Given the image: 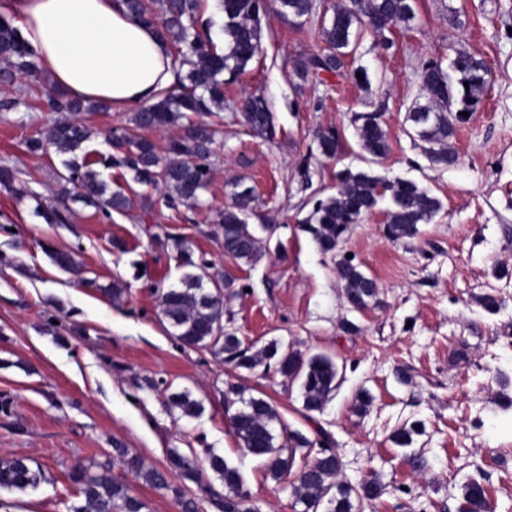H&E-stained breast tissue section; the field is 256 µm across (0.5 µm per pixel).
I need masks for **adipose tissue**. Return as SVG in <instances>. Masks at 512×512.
I'll list each match as a JSON object with an SVG mask.
<instances>
[{
  "mask_svg": "<svg viewBox=\"0 0 512 512\" xmlns=\"http://www.w3.org/2000/svg\"><path fill=\"white\" fill-rule=\"evenodd\" d=\"M52 85L120 110L154 101L174 80L169 44L122 0H6Z\"/></svg>",
  "mask_w": 512,
  "mask_h": 512,
  "instance_id": "ef3b65f1",
  "label": "adipose tissue"
}]
</instances>
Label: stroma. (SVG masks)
Wrapping results in <instances>:
<instances>
[{
    "label": "stroma",
    "instance_id": "obj_1",
    "mask_svg": "<svg viewBox=\"0 0 512 512\" xmlns=\"http://www.w3.org/2000/svg\"><path fill=\"white\" fill-rule=\"evenodd\" d=\"M317 3L316 19L303 26L270 14L259 54L225 85L213 174L195 210L169 209L163 187L138 184L135 192L153 202L149 218L137 209L107 218L75 203L68 223H46L40 208L62 199L65 157L52 147L29 152L27 142L46 137L56 115L34 95L27 106L0 109V164L16 167L27 188L22 197L0 188V455L27 456L45 476L24 493L1 490L0 512H71L80 499L68 472L118 446L159 469L173 448L220 454L238 467L261 512H295L290 482L273 481L232 433L224 401L231 382L273 400L291 429L327 431L343 462L341 481L377 476L385 492L363 512H456L472 478L487 486L493 512H512V384L499 381L512 380V0H415V20L388 32L389 49L363 30L341 72L301 86L294 62L323 49L320 24L337 0ZM461 47L486 61L490 84L457 130L455 163L437 165L405 116L421 93L423 64H450ZM359 69L368 77L362 85L351 76ZM251 92L267 99L274 138L243 124L239 103ZM366 112L379 113L388 134L390 151L377 161L358 144L354 116ZM131 117L80 115L93 130L80 153L98 162L111 191L130 175L100 160L112 152V129L130 127ZM327 128L344 144L335 158L317 149L315 134ZM348 167L415 181L442 203L411 239H388L379 209L353 227L342 251L379 289L363 311L344 297L336 256L302 230ZM238 179L276 226L268 255L253 267L225 254L216 222ZM158 225L191 238L195 256L234 278L228 306L244 342L278 339L336 360L342 382L315 421L303 418L298 387L281 376L234 369L175 339L156 291L179 286L187 268L153 244L148 230ZM50 247L76 252L82 275L53 265ZM115 282L126 290L118 303L103 292ZM487 294L503 299L498 313L482 307ZM347 321L355 331L344 330ZM184 390L202 403L196 417L168 407L169 395ZM363 390L372 402L362 412ZM412 422L421 434L409 447L395 445L393 431ZM416 455L423 469L412 467Z\"/></svg>",
    "mask_w": 512,
    "mask_h": 512
}]
</instances>
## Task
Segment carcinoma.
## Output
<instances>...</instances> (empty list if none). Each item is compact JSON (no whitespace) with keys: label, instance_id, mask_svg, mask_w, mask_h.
<instances>
[{"label":"carcinoma","instance_id":"obj_1","mask_svg":"<svg viewBox=\"0 0 512 512\" xmlns=\"http://www.w3.org/2000/svg\"><path fill=\"white\" fill-rule=\"evenodd\" d=\"M224 14V51L214 46L209 22L202 21V0H124L129 13L139 22L155 28L171 48L176 80L159 100L142 105L133 114L131 129L112 131L110 143L113 153L102 163L127 171L140 185H163L166 203L176 209L180 206L195 209L201 204V194L212 176L213 146L221 130L207 122H188L183 134L169 140L165 155L156 145L138 134L140 130L160 129L177 125L188 114L211 115L224 109V73L235 76L259 52L262 20L269 11L268 0H219ZM276 13L299 24L306 23L316 13V0H275ZM415 16L414 0H341L336 4L330 22L323 23L321 35L325 49L321 53L304 54L294 62V73L301 83H314L323 73L335 74L344 66V58L354 49L359 30L364 25L379 35L407 24ZM24 76L31 83H40V69L36 55L25 41L15 21L0 14V85L12 88ZM487 63L466 51H458L450 70L441 62L431 60L421 72V91L424 102L415 103L406 121L417 137L428 144L426 152L432 162L451 165L456 161L454 146L457 128L467 121L462 113L477 110L489 85ZM42 102L49 112L75 113L107 110L104 103H85L55 89H43ZM241 114L249 129L261 136L276 134L274 114L266 99L256 93L247 95ZM359 146L372 159L387 156L390 147L388 135L378 116L373 113L357 117ZM92 136L90 127L78 120H58L49 130L46 140L33 138L28 150L37 153L47 145L61 153H74ZM320 153L329 158L337 156L342 143L339 133L332 129L320 131L317 136ZM66 183L84 204L110 212L124 213L136 207V193L116 190L106 194V185L98 173L76 157L64 161ZM336 192L316 201L304 231L312 236L321 252L334 254L346 240L352 227L372 212L382 200L388 201L385 232L396 242L417 236L420 225L431 223L442 208L441 201L416 182L406 179L390 180L370 170L346 168L337 175ZM16 173L8 165H0V186L17 194L22 188L15 185ZM233 202L218 212L224 253L236 260L254 266L267 254L262 231L272 237L271 224H251L255 215L253 188L235 183ZM162 249L175 251L185 265L194 268L181 280L178 288L158 290V306L163 318L174 329L181 346L207 351L235 368L253 371L259 367L274 369L285 381L298 383L302 398L303 416L324 410L340 385L339 367L329 355L302 352L271 340L257 347L243 345L237 331L231 326L233 314L224 300L234 295V280L214 276L211 264L192 259L191 242L169 232L152 235ZM53 264L62 271L77 273L81 264L71 251L48 250ZM338 279L343 284L345 298L351 308L363 310L378 293L374 278L348 259L336 263ZM224 401L232 406L241 403L230 416L233 433L241 447L265 462L267 474L280 481L293 469L297 457L305 459L292 483L294 504L302 512H361L364 501L381 497L385 486L376 476L364 478L351 485L337 481L342 469L336 452L321 445L331 441L326 431H316L309 438L300 431H290L278 441L275 425L281 423L277 407L262 396L245 397V390L234 383L227 384ZM168 405L184 417H195L201 402L188 391L168 396ZM421 433L418 424L402 425L392 441L402 447L413 443V436ZM208 468L224 484V493L206 489L207 498L218 512H259L252 503L239 470L223 456L211 453ZM131 473L155 489L172 492L181 499L184 512H197L194 499L186 498L188 484L201 486L202 470L193 453L176 448L169 451L167 467L160 470L145 465L144 460L127 448H115L112 460L78 464L69 472V480L82 504L72 512H147V503L132 494L129 486L115 474V468ZM179 479L178 484L169 476ZM43 479L41 468L21 455H0V489L23 493L37 487ZM460 503L466 512H490L488 490L476 478L463 485Z\"/></svg>","mask_w":512,"mask_h":512}]
</instances>
